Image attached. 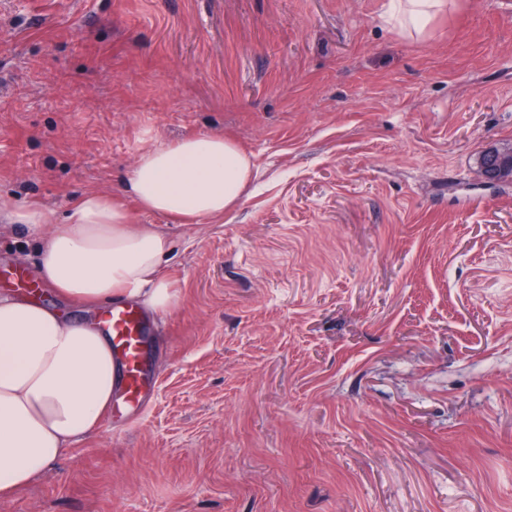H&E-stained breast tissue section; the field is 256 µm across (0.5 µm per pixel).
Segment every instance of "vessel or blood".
I'll list each match as a JSON object with an SVG mask.
<instances>
[{
  "mask_svg": "<svg viewBox=\"0 0 512 512\" xmlns=\"http://www.w3.org/2000/svg\"><path fill=\"white\" fill-rule=\"evenodd\" d=\"M101 326L119 359L124 402L131 406L139 404L147 385L145 318L134 303L119 302L103 309Z\"/></svg>",
  "mask_w": 512,
  "mask_h": 512,
  "instance_id": "1",
  "label": "vessel or blood"
}]
</instances>
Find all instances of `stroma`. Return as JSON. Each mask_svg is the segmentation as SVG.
Returning a JSON list of instances; mask_svg holds the SVG:
<instances>
[{
  "mask_svg": "<svg viewBox=\"0 0 512 512\" xmlns=\"http://www.w3.org/2000/svg\"><path fill=\"white\" fill-rule=\"evenodd\" d=\"M0 0V193H111L174 241L155 391L0 512H512V0ZM221 134L224 217L136 210L139 153ZM38 236L0 223V292ZM446 6L447 0H398L392 3L391 11L403 29L423 35L432 19ZM480 169L485 183L510 182L512 179V141L487 146L481 152Z\"/></svg>",
  "mask_w": 512,
  "mask_h": 512,
  "instance_id": "obj_1",
  "label": "stroma"
}]
</instances>
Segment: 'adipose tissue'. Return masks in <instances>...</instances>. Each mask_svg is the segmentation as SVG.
Wrapping results in <instances>:
<instances>
[{"mask_svg": "<svg viewBox=\"0 0 512 512\" xmlns=\"http://www.w3.org/2000/svg\"><path fill=\"white\" fill-rule=\"evenodd\" d=\"M447 0H393L403 29L424 34ZM252 176L250 156L208 134L144 149L125 183L138 208L187 223L222 217ZM0 220L39 230L38 278L62 298L97 307L133 299L153 313L176 308L162 267L172 242L101 192L66 217L0 196ZM118 368L102 329L40 302L0 295V493L28 486L94 433L112 402Z\"/></svg>", "mask_w": 512, "mask_h": 512, "instance_id": "ef3b65f1", "label": "adipose tissue"}]
</instances>
